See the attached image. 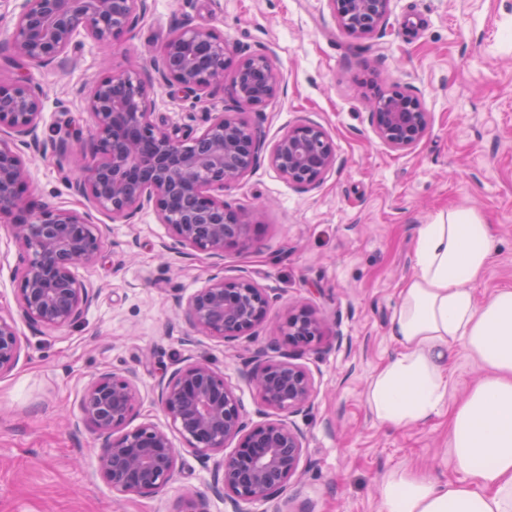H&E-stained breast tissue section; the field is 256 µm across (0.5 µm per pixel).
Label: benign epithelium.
Listing matches in <instances>:
<instances>
[{"label": "benign epithelium", "mask_w": 512, "mask_h": 512, "mask_svg": "<svg viewBox=\"0 0 512 512\" xmlns=\"http://www.w3.org/2000/svg\"><path fill=\"white\" fill-rule=\"evenodd\" d=\"M339 25L353 36L384 25L390 0H330ZM146 11L145 0H22L12 44L22 62L57 63L80 35L109 47L131 31ZM272 51L240 59L232 98L238 107H257L273 97L279 75ZM231 63L229 45L206 27L170 37L151 64L161 82L197 99L224 84ZM92 118L91 156L58 144L60 161L79 176L74 194L114 221H128L150 208L167 226L177 247L224 259V250L250 238L251 216L224 204V190L238 184L264 147L258 131L232 113L221 112L202 131L169 129L153 120L151 88L136 71L98 78L85 92ZM370 124L394 150L416 146L428 133L430 113L413 94L393 88L369 98ZM43 111L41 88L25 76L0 81V221L9 220L21 256L16 274L17 305L31 327L61 330L78 322L93 295L73 269L94 263L105 247L99 225L87 212L25 203L28 158L39 147ZM270 165L289 183L318 185L336 163L332 139L319 125L288 129L269 151ZM267 289L246 277L216 276L208 287L177 300L188 324L223 343L253 334L271 307ZM279 330L292 351L270 361L254 349L245 376L266 410L295 413L312 395L308 372L294 352L313 349L325 333L316 312L301 306L288 312ZM17 321L0 314V375L21 356ZM158 404L185 444L209 459L237 441L217 462L213 488L233 503L269 502L281 497L295 476L303 435L278 420L251 423L241 398L224 373L187 357L158 379ZM142 396L133 370L103 371L86 387L78 422L107 440L96 470L121 496H155L172 481L178 449L169 434L151 422L134 428Z\"/></svg>", "instance_id": "obj_1"}]
</instances>
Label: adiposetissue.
<instances>
[{
    "label": "adipose tissue",
    "instance_id": "ef3b65f1",
    "mask_svg": "<svg viewBox=\"0 0 512 512\" xmlns=\"http://www.w3.org/2000/svg\"><path fill=\"white\" fill-rule=\"evenodd\" d=\"M494 250L490 225L471 209L418 228L413 274L388 332L395 352L368 381L366 406L387 428L430 420L444 404L448 355L459 346L486 373L450 415L448 445L464 481L391 472L383 512H512V289L481 303L475 297Z\"/></svg>",
    "mask_w": 512,
    "mask_h": 512
}]
</instances>
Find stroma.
<instances>
[{"mask_svg": "<svg viewBox=\"0 0 512 512\" xmlns=\"http://www.w3.org/2000/svg\"><path fill=\"white\" fill-rule=\"evenodd\" d=\"M21 0H0V80L26 75L44 93L40 143L30 165L34 204L84 210L52 143L88 134L83 92L95 79L134 70L153 91L157 122L202 131L230 110L229 88L195 99L159 85L150 64L186 27L210 28L243 52L272 50L280 83L266 104L238 116L274 143L288 128L320 125L336 151L315 187L289 184L260 157L225 190L234 209L253 211L249 241L223 260L162 254L169 238L152 210L132 222L98 221L105 249L75 276L95 298L81 322L60 330L20 325L17 366L0 375V512H179L187 497L206 512H380L385 476L406 469L451 483L462 475L448 447L449 414L484 376L463 348L448 357V392L439 415L398 429L380 426L365 404L374 371L394 352L388 337L399 288L413 272L420 225L457 208L490 224L496 248L475 291L485 300L512 288V0H391L385 28L357 38L342 30L329 0H147L135 28L104 48L78 37L63 63L12 62L11 35ZM398 87L431 115L428 134L397 151L374 133L365 104ZM20 250L0 223V310L17 313ZM245 276L274 299L269 323L233 343L192 334L173 295L190 296L214 276ZM308 306L327 323L318 351L298 356L313 382L308 408L289 417L304 435L296 475L278 500L232 506L212 489L213 460L186 448L178 433V471L155 497H123L96 472L103 437L74 428L87 385L105 370L132 369L142 396L140 421L169 422L159 407L161 368L179 359L223 371L253 422L257 397L244 375L251 349L279 359L288 346L274 322ZM192 345H185V338Z\"/></svg>", "mask_w": 512, "mask_h": 512, "instance_id": "stroma-1", "label": "stroma"}]
</instances>
